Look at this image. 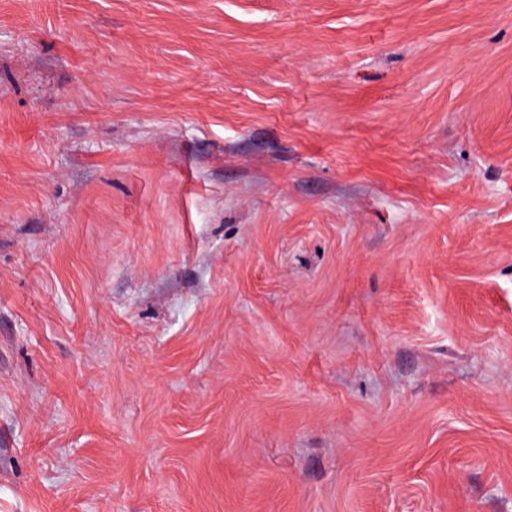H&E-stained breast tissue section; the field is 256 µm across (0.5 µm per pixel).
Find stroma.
Here are the masks:
<instances>
[{"label":"stroma","mask_w":512,"mask_h":512,"mask_svg":"<svg viewBox=\"0 0 512 512\" xmlns=\"http://www.w3.org/2000/svg\"><path fill=\"white\" fill-rule=\"evenodd\" d=\"M0 512H512V0H0Z\"/></svg>","instance_id":"obj_1"}]
</instances>
